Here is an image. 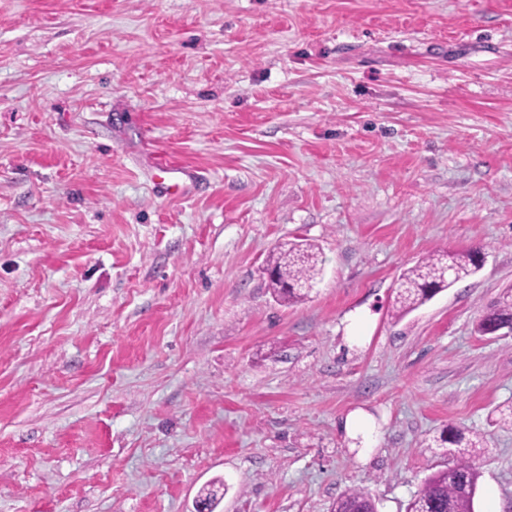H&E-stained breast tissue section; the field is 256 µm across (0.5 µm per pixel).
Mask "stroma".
I'll return each instance as SVG.
<instances>
[{
	"label": "stroma",
	"instance_id": "1",
	"mask_svg": "<svg viewBox=\"0 0 512 512\" xmlns=\"http://www.w3.org/2000/svg\"><path fill=\"white\" fill-rule=\"evenodd\" d=\"M285 242L323 267L288 306ZM506 293L512 0H0V512H405L449 428L512 512ZM157 169L162 174L159 176V184L166 193L181 194L187 190L183 180V175L187 173L181 166L171 160L162 159L157 163ZM268 288L277 301L292 305L302 301L321 274L316 247L286 243L267 262ZM479 267L473 251L425 258L402 274L395 296L396 313L402 316L417 309ZM490 326L510 327L512 331V294L503 295L488 308L479 320L478 331L486 333ZM332 512H377L375 502L365 492L353 489L332 505Z\"/></svg>",
	"mask_w": 512,
	"mask_h": 512
}]
</instances>
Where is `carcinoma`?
I'll return each mask as SVG.
<instances>
[{"label":"carcinoma","instance_id":"obj_1","mask_svg":"<svg viewBox=\"0 0 512 512\" xmlns=\"http://www.w3.org/2000/svg\"><path fill=\"white\" fill-rule=\"evenodd\" d=\"M479 269L475 253L438 254L425 258L405 271L395 296V310L405 315L431 300L437 293ZM268 288L277 301L292 305L302 301L321 274L316 247L308 243H286L267 262ZM512 328V294H505L482 315L478 331ZM484 450L482 439L470 440L457 452L456 462L428 476L410 499L406 512H475L480 472L473 458ZM332 512H377L365 492L353 489L332 505Z\"/></svg>","mask_w":512,"mask_h":512}]
</instances>
